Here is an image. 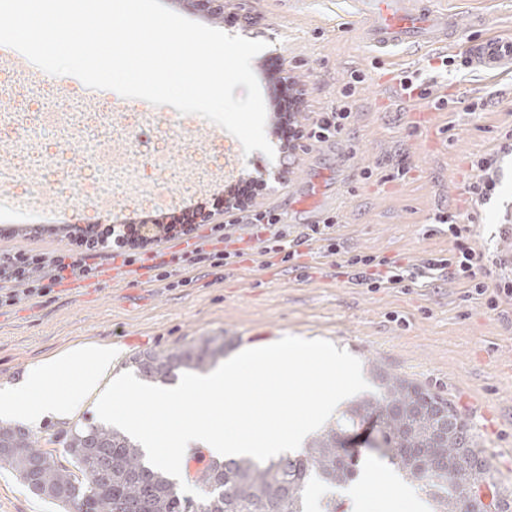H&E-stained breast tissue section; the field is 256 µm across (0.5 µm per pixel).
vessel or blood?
Listing matches in <instances>:
<instances>
[{"mask_svg": "<svg viewBox=\"0 0 512 512\" xmlns=\"http://www.w3.org/2000/svg\"><path fill=\"white\" fill-rule=\"evenodd\" d=\"M368 5L365 36L374 47L418 48L426 46L445 52L462 48L470 66L494 75L512 73V37L488 36L465 39L470 18L445 10L421 6L419 0H358Z\"/></svg>", "mask_w": 512, "mask_h": 512, "instance_id": "1", "label": "vessel or blood"}]
</instances>
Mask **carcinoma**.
<instances>
[{
    "label": "carcinoma",
    "mask_w": 512,
    "mask_h": 512,
    "mask_svg": "<svg viewBox=\"0 0 512 512\" xmlns=\"http://www.w3.org/2000/svg\"><path fill=\"white\" fill-rule=\"evenodd\" d=\"M224 356V338L205 337L186 348L147 350L130 358L146 382H166L178 370H205ZM382 392L351 408L296 455L265 464L248 457L211 459L196 471L205 498L183 495L170 477L143 461L140 444L105 422L60 430L44 439L22 426L0 425V435L19 449L0 455L33 494L71 512H309L308 487L325 489L321 512H338L336 490L355 475L341 438L357 419L372 417L383 437L384 455L417 483L432 512H512V493L501 490L489 503L478 495L488 462L475 450L467 421L448 399L388 371L377 373ZM58 443L76 464L64 465L46 444Z\"/></svg>",
    "instance_id": "carcinoma-1"
}]
</instances>
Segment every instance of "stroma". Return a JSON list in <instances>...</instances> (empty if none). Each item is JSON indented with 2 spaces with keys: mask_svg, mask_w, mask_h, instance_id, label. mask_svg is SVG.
<instances>
[{
  "mask_svg": "<svg viewBox=\"0 0 512 512\" xmlns=\"http://www.w3.org/2000/svg\"><path fill=\"white\" fill-rule=\"evenodd\" d=\"M443 2L450 11L484 17L483 25L470 29V39L512 34V0ZM179 13L193 21L206 16L213 28L264 41L252 69L277 68L304 90L302 123L335 101L352 71L364 72L353 125L335 140L297 152L290 164L278 151L273 127L265 134L275 157L247 155L233 135L201 116L93 90L71 75H45L43 85L27 88L32 112L72 113L88 98L96 107L125 114L129 128L116 139L79 122L64 142L55 125L30 123L26 132L47 166H57L64 155L73 163L53 183L37 170L14 176L9 163L0 162V251L52 255L67 248L69 236L52 230L56 208L65 211L69 225L81 227L123 224L130 209L150 213L159 203L180 217L189 202L218 192L232 175L253 180L277 170L280 181L269 182L253 207L276 209L299 230L306 214L296 203L320 187L318 212L339 213V235L349 249L421 263L451 248L446 235L428 230L435 213L450 210L473 216L477 251L512 253V237L501 232L512 223V155L499 162L500 184L490 201L475 206L467 193L471 159L495 150L501 133L512 128V75L468 68L437 72L432 52L423 49L377 53L362 36L355 0H224L223 11L210 14L195 0H182ZM409 69L434 78L433 93L455 99L454 110L394 100V77ZM47 84L57 89V98L44 97ZM478 98L485 102L483 111L469 113L467 103ZM167 130L172 139L164 138ZM190 139L226 161L229 173L220 184L199 187L186 145ZM103 146L114 159L111 174L104 176L113 187L106 211L96 197L78 190L99 172ZM401 161L407 173L392 179ZM367 167L377 171L368 181L360 176ZM61 182L73 185V193L58 194ZM302 262L310 268L305 278L283 266L264 267L262 257L253 255L224 274L203 272L187 286L168 288L140 266L101 259L97 278L72 279L47 296L25 297L0 310V388L21 382L30 365L85 343L119 347L120 374L127 370L125 358L136 352L174 350L203 336L224 337L228 357L287 335L325 339L357 357L363 371L376 364L451 400L482 456L495 465L499 487L512 490V303L490 311L444 278L431 287L372 293L337 275L333 259L309 254ZM0 512L60 510L1 469Z\"/></svg>",
  "mask_w": 512,
  "mask_h": 512,
  "instance_id": "1",
  "label": "stroma"
}]
</instances>
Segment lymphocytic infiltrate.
I'll use <instances>...</instances> for the list:
<instances>
[{
	"instance_id": "1",
	"label": "lymphocytic infiltrate",
	"mask_w": 512,
	"mask_h": 512,
	"mask_svg": "<svg viewBox=\"0 0 512 512\" xmlns=\"http://www.w3.org/2000/svg\"><path fill=\"white\" fill-rule=\"evenodd\" d=\"M365 81L360 71H352L343 84L335 106L317 113L307 125L300 124L297 114L303 102L304 93L293 90L285 103L289 115L284 137L290 147L299 143L314 145L323 143L345 133L354 118L353 103L359 87ZM512 154V129L504 133L496 152L476 156L471 162L475 172L467 187L472 201L487 202L495 195L499 181L498 163L501 155ZM255 182H247L225 202V223L211 226L208 234H200L194 221L182 225L179 234L185 237L187 245L178 254L175 263L160 262L153 265L152 279L175 287L174 265H182L185 272L201 267L224 270L252 251L262 257L277 260L278 264L299 269L302 249L317 250L323 256L337 258L340 274L349 283L377 292L389 288L409 289L427 272L463 285L467 298L482 301L487 309L498 310L505 299H512V268L502 257L485 260L477 252L470 239V229L461 224L460 216L454 212L436 214L437 224L446 226L453 245L447 253L425 259L421 265L410 267L399 264L395 259L347 249L337 235L338 215L327 216L322 223L304 225L302 231L292 232L284 224L281 213L271 209L249 207L248 202L258 192ZM245 225L249 240L246 247L232 248L231 242L237 225ZM105 249L109 259L120 260L122 265L135 264L142 259V228L137 224L104 225L94 236L85 235L71 241L69 248L54 255L32 250L0 252V307H12L21 298L42 297L57 285L68 279H89L96 277V265L89 258L98 249Z\"/></svg>"
}]
</instances>
